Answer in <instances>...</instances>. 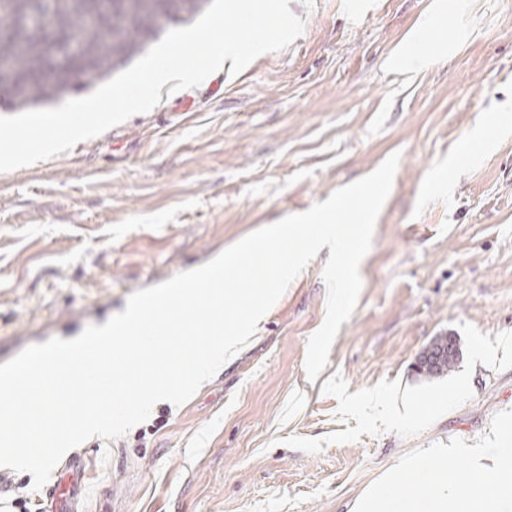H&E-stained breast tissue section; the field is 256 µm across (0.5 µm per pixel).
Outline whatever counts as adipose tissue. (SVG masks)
Wrapping results in <instances>:
<instances>
[{"label": "adipose tissue", "mask_w": 512, "mask_h": 512, "mask_svg": "<svg viewBox=\"0 0 512 512\" xmlns=\"http://www.w3.org/2000/svg\"><path fill=\"white\" fill-rule=\"evenodd\" d=\"M437 466L433 467L426 484V494L433 500L436 512H512V498L498 491L502 475L512 470L508 459L498 460L495 467H486L481 451H473L476 470L482 481L466 488H449L448 450H436ZM415 458L402 460L387 472L377 488L370 490L360 501L357 512H416L415 498L394 495L395 485L405 475L416 471Z\"/></svg>", "instance_id": "adipose-tissue-1"}]
</instances>
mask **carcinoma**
Wrapping results in <instances>:
<instances>
[{
	"mask_svg": "<svg viewBox=\"0 0 512 512\" xmlns=\"http://www.w3.org/2000/svg\"><path fill=\"white\" fill-rule=\"evenodd\" d=\"M43 2L0 0V82L25 80L26 103L50 102L67 90L64 76L41 78L50 64L46 46L53 39L64 35L79 41L97 70L105 72L141 53L156 35L159 15L173 20L194 15L209 0H133L124 10L101 15L92 24L87 23L86 0H56L50 15L43 12ZM431 346L442 357L415 372L419 378L440 377L458 363V358L446 353L448 337L435 338Z\"/></svg>",
	"mask_w": 512,
	"mask_h": 512,
	"instance_id": "1",
	"label": "carcinoma"
}]
</instances>
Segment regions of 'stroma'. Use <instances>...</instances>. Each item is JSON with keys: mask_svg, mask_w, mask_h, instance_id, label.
Instances as JSON below:
<instances>
[{"mask_svg": "<svg viewBox=\"0 0 512 512\" xmlns=\"http://www.w3.org/2000/svg\"><path fill=\"white\" fill-rule=\"evenodd\" d=\"M410 75L384 62L438 5ZM290 0L287 49L222 70L71 151L0 173V364L80 335L133 292L194 269L262 225L308 210L401 158L357 306L309 380L326 318L320 252L238 359L125 436L77 446L81 512H352L400 458L512 451V0ZM451 372L416 378L435 337ZM0 468V512L40 503Z\"/></svg>", "mask_w": 512, "mask_h": 512, "instance_id": "1", "label": "stroma"}]
</instances>
